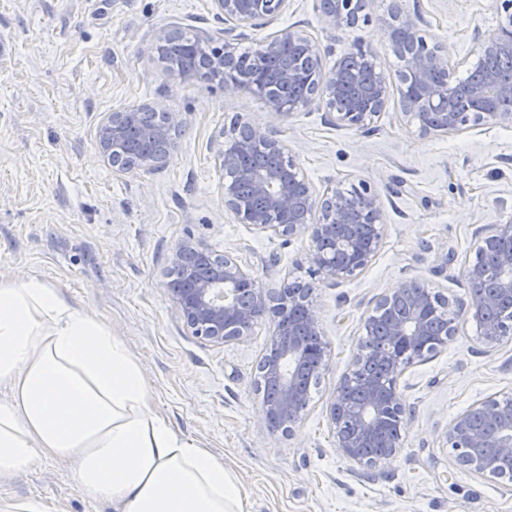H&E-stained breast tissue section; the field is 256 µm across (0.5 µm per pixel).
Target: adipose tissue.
<instances>
[{
	"label": "adipose tissue",
	"mask_w": 512,
	"mask_h": 512,
	"mask_svg": "<svg viewBox=\"0 0 512 512\" xmlns=\"http://www.w3.org/2000/svg\"><path fill=\"white\" fill-rule=\"evenodd\" d=\"M75 461L113 512H246L237 477L155 408L126 341L30 277L0 281V481Z\"/></svg>",
	"instance_id": "obj_1"
}]
</instances>
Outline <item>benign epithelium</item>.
I'll use <instances>...</instances> for the list:
<instances>
[{"label":"benign epithelium","mask_w":512,"mask_h":512,"mask_svg":"<svg viewBox=\"0 0 512 512\" xmlns=\"http://www.w3.org/2000/svg\"><path fill=\"white\" fill-rule=\"evenodd\" d=\"M212 2L224 18V31L198 38L208 64L199 71H179L183 78L220 79L226 89L258 92L279 118L321 107L335 115L336 124L359 126L385 107L390 80L377 71L372 50L360 41L326 69L322 56L331 53L332 46L321 45L295 26L282 27L257 42L247 81L224 77L239 65L238 44L248 37L247 30L279 20L290 0ZM318 2L327 30L369 22L367 0ZM421 23L419 16L401 9L385 23L390 50L402 61L396 79L408 125L421 137L458 134L486 124L511 127L512 107H503V102L512 101V74H486L466 87L471 111L448 110V97L461 85L447 51L428 42L421 34ZM476 54L481 59L512 56V0H501L499 34L479 42ZM144 123L151 124L159 148L116 157V150L126 146ZM182 125L181 113L160 111L150 104L112 112L99 130V151L117 174L163 165ZM215 156L223 175L225 210L264 232L288 238L309 236L306 260L311 282L285 285L273 295L236 261L202 242H186L171 258L182 283H169L166 291L192 333L209 342L241 341L259 320L273 321L269 350L276 357L263 364V372L276 395L263 402V425L271 433L289 437L308 405L306 371L310 366L323 370L328 355L312 299L314 283L336 285L370 264L380 245L381 200L365 181L348 188L339 182L317 193L274 131L240 117L233 121L230 133L216 141ZM476 252L466 271L468 286L473 288L467 312L483 322L481 342L493 349L512 336V314L495 322L484 320L486 312L505 301L512 303V221L480 237ZM441 309H449L448 303L415 278L377 300L374 314L366 320L365 336L374 334L377 317L386 312L385 335L390 343L376 350L361 347L354 366L360 367L369 357L381 360L392 380L385 385L362 381L365 399L361 402L350 398L346 378L333 391L329 421L336 450L344 458L363 466L376 463L377 458L363 451L367 442L375 440L383 442L381 458L392 460L400 453L406 408L399 380L406 368L437 353L455 333L450 315L439 337L432 343L425 341L431 335V319ZM445 439L456 462L478 475L496 471L501 461H512V402L489 397L472 405L453 419Z\"/></svg>","instance_id":"obj_1"}]
</instances>
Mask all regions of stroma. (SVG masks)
<instances>
[{
	"label": "stroma",
	"mask_w": 512,
	"mask_h": 512,
	"mask_svg": "<svg viewBox=\"0 0 512 512\" xmlns=\"http://www.w3.org/2000/svg\"><path fill=\"white\" fill-rule=\"evenodd\" d=\"M393 2L368 0L369 23L340 32L323 60L332 67L361 41L392 80L382 112L355 128L317 109L276 120L252 94L182 79L155 45L166 33L217 34L224 23L211 0H0V279H42L122 336L156 408L236 474L248 512H512V483L457 464L444 440L472 404L512 398V336L486 349L462 309L478 239L512 220V127L412 132L383 27ZM403 2L461 77L477 62V42L498 33L495 0ZM145 103L185 118L171 160L115 174L98 151L100 125ZM238 116L272 129L316 189L363 179L382 200L369 266L314 290L328 361L291 437L262 422L257 366L271 321L245 341L211 343L192 335L165 290L171 256L188 241L237 260L270 289L309 278L308 236L279 237L224 210L211 145ZM411 277L449 299L456 332L400 380L399 456L360 466L336 450L329 398L378 297ZM74 473L73 461L41 458L0 492L44 512H112L78 490Z\"/></svg>",
	"instance_id": "stroma-1"
}]
</instances>
